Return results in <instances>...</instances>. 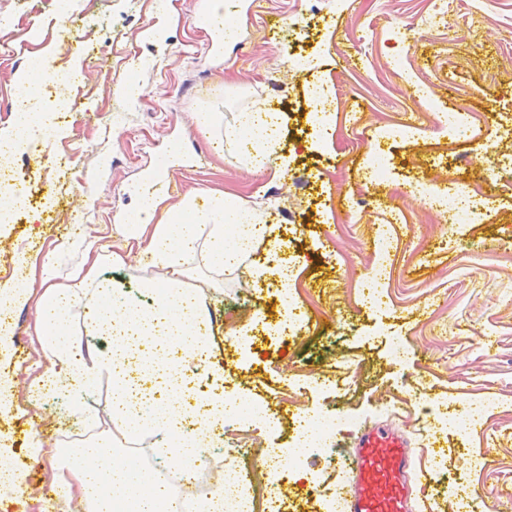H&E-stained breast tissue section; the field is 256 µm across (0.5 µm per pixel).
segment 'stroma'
Listing matches in <instances>:
<instances>
[{
  "label": "stroma",
  "instance_id": "35a3bbf8",
  "mask_svg": "<svg viewBox=\"0 0 512 512\" xmlns=\"http://www.w3.org/2000/svg\"><path fill=\"white\" fill-rule=\"evenodd\" d=\"M451 2L445 25L427 27L440 0H249L219 58L197 20L199 0H71L65 35L55 0H0V102L16 100V74L41 58L82 74L67 92L66 122L15 156L35 205L0 230V251L53 254L57 285L72 287L83 256L68 242L122 251L140 222V182L181 141L206 160L173 171L180 190L154 198L155 221L207 192L278 215L234 273L198 259L186 284L211 321L193 386L246 396L281 417L275 427L230 423L213 473L230 465L252 475L262 449L287 447L300 408L350 417L336 436L342 458L283 470L282 512H324L323 498L350 478L346 453L376 423L398 428L418 450L415 512H449L467 482L477 490L474 512H512V197L486 179L503 159L500 132L512 127V0ZM300 55L318 67L296 68ZM318 82L336 106L320 138L307 106ZM272 104L284 118L279 172L253 170L235 145L195 122L205 105L229 122L241 107ZM461 176L486 200L469 224L431 210L407 186L414 179L443 188ZM385 227L397 247L389 279L376 286L393 302L376 310L363 291ZM276 254L293 260L298 301V329L285 336L266 331L281 317L277 284L254 277ZM157 275L132 258L103 261L96 272L139 304L148 301L141 282ZM25 276L28 304L0 308L10 331L0 381L11 384L0 448L32 480L24 494L1 491L0 512H81L57 496L55 465L64 434L88 435L96 423L69 400L29 395L46 362L35 338L40 274ZM241 328L252 338L246 356L229 336ZM396 336L409 350L400 364L390 355ZM483 398L498 404L470 436L435 432L438 417L461 416Z\"/></svg>",
  "mask_w": 512,
  "mask_h": 512
}]
</instances>
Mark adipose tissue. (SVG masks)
I'll return each mask as SVG.
<instances>
[{
    "mask_svg": "<svg viewBox=\"0 0 512 512\" xmlns=\"http://www.w3.org/2000/svg\"><path fill=\"white\" fill-rule=\"evenodd\" d=\"M197 125L205 134L216 133L225 142L242 146L254 169L277 168L281 119L275 113L245 109L227 123L222 113L204 109L197 114ZM266 229L258 210L221 193L207 194L201 201L188 199L161 223L140 225L136 237L141 258L165 273L163 283L142 282V291L156 297L147 305L129 301L119 288L96 280L91 272L81 275L80 287H59L53 257L43 259L44 291L37 304L36 329L47 366L32 390L42 395L53 389L76 404L96 374L112 377L115 429L83 444L79 463L58 466L55 487L61 498L78 499L83 512H174L177 499L169 484L144 468L123 463L121 457L142 435L167 437L189 425L193 434L164 454L175 471L188 465L207 468L195 436L209 432L224 402L218 399L196 416L188 414L181 383L201 365L209 319L197 293L184 287L183 279L190 258L199 253L222 274H231L251 252L253 236ZM87 300L95 306L91 321L109 338L110 347L77 354L65 345L62 330L70 322L71 310ZM171 348L176 363L170 385L154 410L149 395L135 393L131 386L163 369L162 353Z\"/></svg>",
    "mask_w": 512,
    "mask_h": 512,
    "instance_id": "obj_1",
    "label": "adipose tissue"
}]
</instances>
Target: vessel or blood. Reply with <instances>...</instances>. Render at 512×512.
Segmentation results:
<instances>
[{
    "label": "vessel or blood",
    "mask_w": 512,
    "mask_h": 512,
    "mask_svg": "<svg viewBox=\"0 0 512 512\" xmlns=\"http://www.w3.org/2000/svg\"><path fill=\"white\" fill-rule=\"evenodd\" d=\"M174 164L168 157L148 172L153 189L172 190ZM353 456L354 482L344 493V512H412L415 450L402 433L386 425L366 427Z\"/></svg>",
    "instance_id": "obj_1"
}]
</instances>
